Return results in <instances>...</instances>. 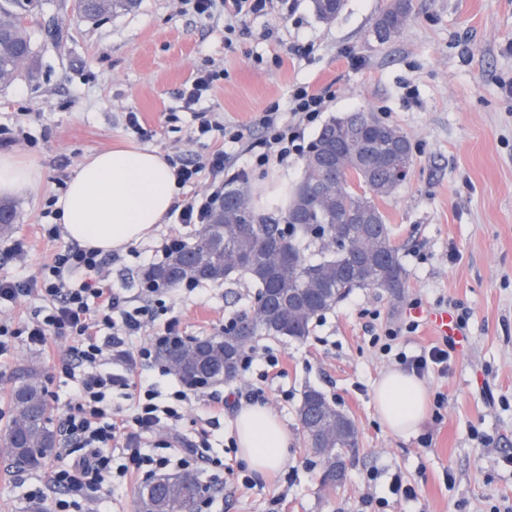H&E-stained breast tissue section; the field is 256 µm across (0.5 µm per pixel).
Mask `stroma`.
<instances>
[{"label": "stroma", "mask_w": 512, "mask_h": 512, "mask_svg": "<svg viewBox=\"0 0 512 512\" xmlns=\"http://www.w3.org/2000/svg\"><path fill=\"white\" fill-rule=\"evenodd\" d=\"M386 0H344L335 20L324 22L313 0H295L293 14L278 9L248 18L251 36L224 38V18L181 12L178 0H137L129 11L97 20L77 19L73 0H46L29 23L35 61L28 76L0 88V125H23L27 137L0 146V155L36 165L44 179L36 194L14 199V221L0 236V276H40L68 240L49 235L42 213L61 194L84 159L107 149L137 147L126 134L125 112H138L152 135L147 147L169 154L189 127L188 115L170 120L177 92L196 67L222 69L210 100L225 121L252 125L273 103L285 102L298 83L329 89L323 119L372 110L411 139L415 150L408 183L380 201L406 270L398 298L375 288L356 289L313 322L303 340L260 336L280 360L264 383L267 404L288 431L285 464L246 484L236 438V409L225 410L210 443L223 455L224 487L213 512H512V0H413V15L394 41L379 43L373 22ZM60 26L64 45L47 35ZM267 28L275 41L261 40ZM306 46L299 54L295 45ZM303 160L246 181L257 209L275 190L292 189ZM182 231L195 242L202 225H158L136 243V256L112 266V283L130 305L140 303L143 259L162 239ZM21 243L22 258L8 248ZM255 288L204 283L172 291L167 317L183 335L220 334L225 318L247 308ZM460 304L471 318L447 372L425 374L426 402L443 394L440 416L426 414L409 436L390 433L374 404V387L395 369L393 357L369 346L373 322L397 324L408 304ZM379 312L371 320V312ZM69 342L49 351L13 341L0 357V412L26 369H36L56 413L73 400L77 382L61 373ZM324 393L358 430L346 482L323 484L322 466L307 449L297 416L308 389ZM57 458L37 470L16 468L0 445V512H47L28 503L31 485L47 482ZM413 485L416 497L394 495L395 480Z\"/></svg>", "instance_id": "obj_1"}]
</instances>
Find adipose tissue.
<instances>
[{
    "label": "adipose tissue",
    "instance_id": "adipose-tissue-1",
    "mask_svg": "<svg viewBox=\"0 0 512 512\" xmlns=\"http://www.w3.org/2000/svg\"><path fill=\"white\" fill-rule=\"evenodd\" d=\"M42 171L0 157V195L36 192ZM180 189L166 160L148 148L109 150L92 155L70 180L57 202L70 239L109 253L149 238L163 223ZM377 412L393 434H411L425 416L424 391L413 375L385 373L374 390ZM235 430L240 456L264 473L283 465L288 432L265 405L239 409Z\"/></svg>",
    "mask_w": 512,
    "mask_h": 512
}]
</instances>
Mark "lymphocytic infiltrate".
I'll return each mask as SVG.
<instances>
[{
    "label": "lymphocytic infiltrate",
    "instance_id": "obj_1",
    "mask_svg": "<svg viewBox=\"0 0 512 512\" xmlns=\"http://www.w3.org/2000/svg\"><path fill=\"white\" fill-rule=\"evenodd\" d=\"M195 14L212 15L216 5L224 7V32L247 35L248 17L267 11L273 0H190ZM223 71L210 65L197 67L178 94L179 109L191 113V149H177L167 161L179 186L194 187V194L178 201L170 210L177 224L209 223L212 212L224 200V169L229 150L243 143L246 127L212 119L206 103ZM325 90L306 84L293 85L286 107L271 105L254 125L259 136L249 149L245 170L266 171L287 165L291 156L303 153L306 131L327 108ZM117 254H102L78 243L58 253L43 268L39 283L22 276L0 278V303H13L32 291L48 301L32 320L13 326L0 321V354L14 338L24 337L28 347L42 350L54 338L70 341L62 370L79 378L74 401L60 418L59 453L66 464L54 469L47 485L26 494L33 504L50 503L52 512H75L87 507L114 478L133 477L146 482L184 471L205 473L224 465L207 441L180 447L175 430L183 420V406L196 398L198 387L182 384L172 393L173 403L162 400L156 382L142 375L144 365L157 362L161 348L179 338L176 322L164 325L157 336L146 337L153 320L149 308L127 305L125 296L108 282L107 271ZM416 322L385 327L369 339L382 354L416 376L430 369L445 370L450 353L447 344L431 346L416 355L396 351L403 334L413 332ZM130 400L129 408L113 406V395ZM159 436L147 448V433Z\"/></svg>",
    "mask_w": 512,
    "mask_h": 512
}]
</instances>
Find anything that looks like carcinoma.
Wrapping results in <instances>:
<instances>
[{
    "mask_svg": "<svg viewBox=\"0 0 512 512\" xmlns=\"http://www.w3.org/2000/svg\"><path fill=\"white\" fill-rule=\"evenodd\" d=\"M317 16L335 19L344 0H313ZM133 0H76V14L94 19L131 7ZM42 0H0V87L27 73L35 52L25 26ZM412 0H392L374 23L382 44L397 38L412 12ZM357 122L375 132V138L346 142L342 153L329 161L326 149L345 136L344 127ZM405 169L413 164L407 135L380 121L371 111L331 118L312 140L304 158V172L285 211L265 214L255 210L245 191L224 193V207L211 216L206 233L194 244L172 252L151 267L144 280L159 288H173L185 279L198 283L221 282L244 273L256 286L250 307L231 321L222 336L197 339L189 348L208 346L206 381H230L237 373L242 352L258 336L303 340L314 319L333 309L356 288H382L397 297L406 287V271L391 228L377 200L392 195L404 180L393 178L387 166ZM335 238L345 250L330 252L322 239ZM160 358L189 383L199 379L189 365L172 360L165 347ZM322 393L307 390L297 411L302 428L319 416ZM54 408L37 370L30 369L14 385L8 419L0 438L10 446L14 463L25 469L41 468L55 452L58 435ZM204 486L197 475L166 476L141 487L137 512H196Z\"/></svg>",
    "mask_w": 512,
    "mask_h": 512,
    "instance_id": "cac0c4a2",
    "label": "carcinoma"
}]
</instances>
